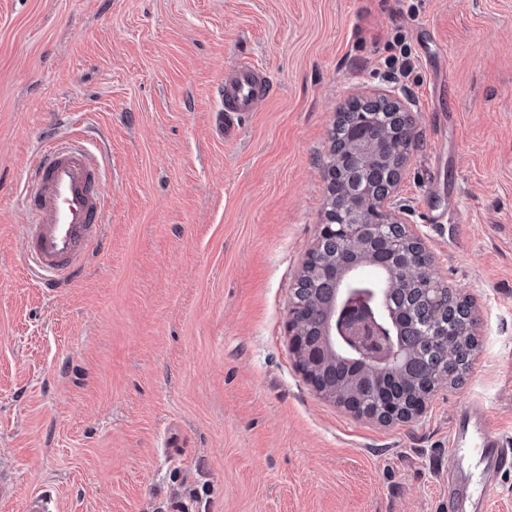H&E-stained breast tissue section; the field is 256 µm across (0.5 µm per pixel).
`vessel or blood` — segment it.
Wrapping results in <instances>:
<instances>
[{
	"label": "vessel or blood",
	"instance_id": "1",
	"mask_svg": "<svg viewBox=\"0 0 512 512\" xmlns=\"http://www.w3.org/2000/svg\"><path fill=\"white\" fill-rule=\"evenodd\" d=\"M267 80L249 63L235 64L224 78L222 116L218 134L232 133L243 116L256 110ZM106 163L82 142L49 139L29 164L24 202L30 214L22 242L26 267L37 285L58 288L83 271L93 249L104 242L102 218L107 199L101 172ZM448 445L457 460L476 466L512 469V448L489 425L484 403L475 401L460 409L453 420ZM491 481L477 489L448 482V512H461L470 494L489 500Z\"/></svg>",
	"mask_w": 512,
	"mask_h": 512
}]
</instances>
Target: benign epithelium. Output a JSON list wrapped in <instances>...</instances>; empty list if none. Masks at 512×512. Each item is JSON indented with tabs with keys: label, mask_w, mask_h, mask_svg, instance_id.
I'll use <instances>...</instances> for the list:
<instances>
[{
	"label": "benign epithelium",
	"mask_w": 512,
	"mask_h": 512,
	"mask_svg": "<svg viewBox=\"0 0 512 512\" xmlns=\"http://www.w3.org/2000/svg\"><path fill=\"white\" fill-rule=\"evenodd\" d=\"M366 102L394 106L400 136L379 145L370 141L372 131L366 120L351 117L345 124L344 145L330 147L331 164L343 171L357 164L366 168L375 162L392 160L394 164L390 174L380 180L363 179L347 196L341 210L326 209L317 245L309 252L302 271L311 276L312 287L325 283L337 294L319 338L311 337L297 306H292L288 318L289 336L307 379L319 394L330 399L336 398V387L327 384L324 378L329 358L343 354L358 369L345 386L348 398L360 397V391L371 380L397 371L407 358L406 349L395 339L396 323L379 311L377 292L360 288L354 281L356 266L350 258L363 254L370 241L385 240L387 255L375 259L374 264L387 275L428 282L432 319H441L442 312L448 310V302L455 300V295L433 279L430 273L433 257H428L421 266L409 260V248L420 247L422 243L403 222L397 201L407 148L415 128L406 94L403 89L390 86L366 98ZM424 404L423 398L407 407L379 400L364 416L382 422L411 419L422 412Z\"/></svg>",
	"instance_id": "7a95c632"
}]
</instances>
